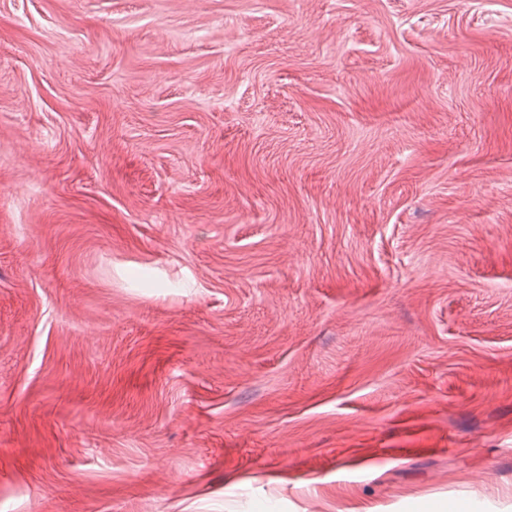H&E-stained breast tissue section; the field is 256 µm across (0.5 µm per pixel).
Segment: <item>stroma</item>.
<instances>
[{
	"mask_svg": "<svg viewBox=\"0 0 512 512\" xmlns=\"http://www.w3.org/2000/svg\"><path fill=\"white\" fill-rule=\"evenodd\" d=\"M512 512V0H0V512Z\"/></svg>",
	"mask_w": 512,
	"mask_h": 512,
	"instance_id": "1",
	"label": "stroma"
}]
</instances>
